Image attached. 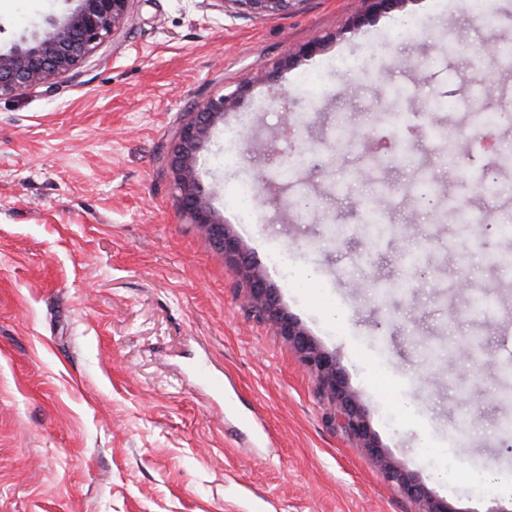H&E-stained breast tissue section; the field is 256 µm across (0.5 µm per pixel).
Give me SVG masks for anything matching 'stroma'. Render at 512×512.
<instances>
[{
    "label": "stroma",
    "instance_id": "obj_1",
    "mask_svg": "<svg viewBox=\"0 0 512 512\" xmlns=\"http://www.w3.org/2000/svg\"><path fill=\"white\" fill-rule=\"evenodd\" d=\"M485 2L480 19L475 0H406L358 25L362 0H305L265 19L206 0H133L129 23L77 77L0 98V512H420L179 204L175 129L201 98L246 82L200 151L215 210L280 308L335 354L384 453L457 512H512L511 497L467 479L489 466L512 478V269L497 263L512 238L447 215L512 224V191L488 196L475 177L512 147V114L483 127L456 94L482 74L496 88L485 111L512 101V67L484 52L512 42V0ZM64 8L0 0V49ZM315 35L319 55L281 67ZM312 70L324 78L314 102L301 85ZM265 71L273 82H256ZM418 81L452 105L425 119L453 135L450 162L435 136L392 139L381 124L394 93ZM340 123L378 149L337 150ZM284 149L326 163H301L287 182L273 160ZM245 182L254 220L239 224ZM367 207L383 215L380 235L360 219ZM286 248L295 265L273 272L269 255ZM415 252L426 275L406 262ZM307 269L327 305L300 287ZM439 336L479 350L427 358ZM224 376L266 438L225 413L212 384Z\"/></svg>",
    "mask_w": 512,
    "mask_h": 512
}]
</instances>
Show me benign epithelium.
Returning a JSON list of instances; mask_svg holds the SVG:
<instances>
[{
    "label": "benign epithelium",
    "instance_id": "1",
    "mask_svg": "<svg viewBox=\"0 0 512 512\" xmlns=\"http://www.w3.org/2000/svg\"><path fill=\"white\" fill-rule=\"evenodd\" d=\"M231 2L238 12L253 18L282 15L306 0H217ZM66 11L47 19L46 26L0 50V98L19 92L52 87L90 58L106 41L121 31L130 20L132 0H65ZM366 13H386L402 8L405 0H364ZM324 39L314 37L300 45L295 53L280 62L286 68L296 60H309L319 54ZM251 89L242 83L220 96H207L187 112L179 124L169 155L179 201L193 223L203 228L224 256L238 261L237 270L249 288L251 303L270 318L301 354L307 368L319 379L324 392L336 405L347 428L376 460L385 478L395 483L409 498L425 503L423 512H458L443 497L431 494L398 463L386 457L371 434L365 410L352 392L338 365L336 356L322 348L305 328L278 306L275 289L263 273L245 260L239 239L224 224L198 177L199 152L213 129L224 123V113L232 111Z\"/></svg>",
    "mask_w": 512,
    "mask_h": 512
}]
</instances>
